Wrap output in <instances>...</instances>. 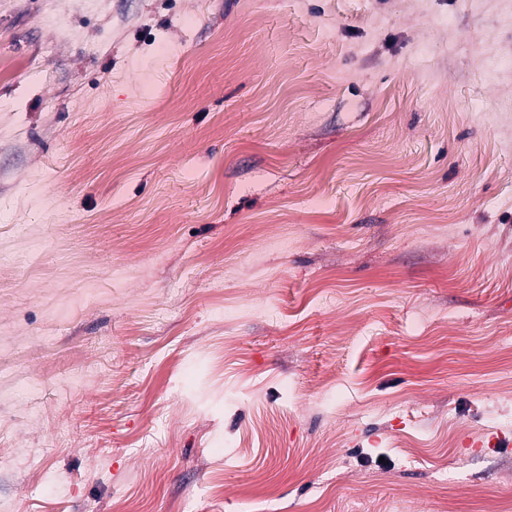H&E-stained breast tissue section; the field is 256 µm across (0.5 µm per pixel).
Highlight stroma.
I'll return each instance as SVG.
<instances>
[{
    "label": "stroma",
    "instance_id": "obj_1",
    "mask_svg": "<svg viewBox=\"0 0 512 512\" xmlns=\"http://www.w3.org/2000/svg\"><path fill=\"white\" fill-rule=\"evenodd\" d=\"M511 12L0 0V512H512Z\"/></svg>",
    "mask_w": 512,
    "mask_h": 512
}]
</instances>
